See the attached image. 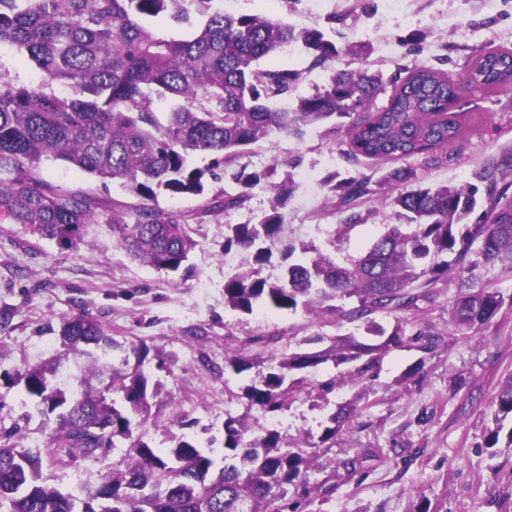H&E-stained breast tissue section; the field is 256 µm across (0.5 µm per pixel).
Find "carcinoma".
<instances>
[{
  "instance_id": "obj_1",
  "label": "carcinoma",
  "mask_w": 512,
  "mask_h": 512,
  "mask_svg": "<svg viewBox=\"0 0 512 512\" xmlns=\"http://www.w3.org/2000/svg\"><path fill=\"white\" fill-rule=\"evenodd\" d=\"M165 19L195 29L186 39H168L151 22ZM302 42L311 53L310 68L338 54L323 32H302L264 15L233 16L218 0H0V49L7 47L32 63L37 83L19 84L0 70V216L22 224L64 250L85 243L93 225L103 222L113 243L129 258L157 271L189 270L186 262L197 242L191 222L203 214L247 207L252 189L266 181L274 193L268 212L256 222L227 225L224 251L253 250L255 266L224 282V306L251 314L257 307L295 312L317 322L332 321L349 332L340 337L315 333L307 345L328 343L313 352H292L261 361L242 347L228 353L224 366L241 374L257 369L244 396L261 416L284 409L295 372L316 375L320 364L347 366L339 376L310 382L321 392L336 383H362L373 376L391 345L403 343L408 312H425L448 277L473 278L484 265L499 261L512 271V179L500 165L476 173L477 183L428 185L411 167L387 171L378 182L350 176L328 182L343 214L328 245L336 247L351 228L365 221L361 200L383 186L401 190L392 198L399 223L389 224L361 254L336 258L315 246L295 257L290 243L280 250L282 277L261 276L282 242L280 209L295 190L290 173L277 179L279 163L247 171L241 163L252 147L278 133H303L325 125L328 136L347 128L339 154L353 166L366 158L379 166L422 157L437 162L460 138L471 115L460 87L448 73L427 66L401 68L389 78L380 72L344 69L332 73L310 96L292 106L274 107L288 98L303 72L260 69L257 62ZM512 48L481 50L466 84L482 91L512 89ZM65 89L58 94L54 86ZM387 105L369 111L380 94ZM177 99L164 117L157 100ZM196 153L212 156L210 166L191 167ZM61 161L131 193L137 202L112 208L95 192L66 189L43 175L47 161ZM238 184L205 200L192 212L164 210L158 192L201 197L206 185L226 174ZM506 303L493 287L460 290L449 311L451 329H418L411 340L425 351L443 337L471 336L491 322ZM393 317L387 331L377 316ZM387 336L368 344L361 336ZM64 345L86 359L76 388L58 381V371L33 366L18 374L27 394L56 427L43 449L20 450L0 443V512H101L98 488L83 485L67 494L43 477V460L70 467L96 456L116 440L131 441L125 465L112 468L101 487H112L110 512H302L310 495L307 471L320 450L336 438L355 409L334 413L318 440L293 446L279 430L258 425L262 435L229 416L222 425L224 465L186 435L161 450L132 438L134 418H152L160 391L145 368L148 348H136L137 362L127 370L101 362L94 351L114 348L97 320L75 315L61 328ZM502 417L512 415V379L495 397Z\"/></svg>"
}]
</instances>
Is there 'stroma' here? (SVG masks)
<instances>
[{
	"label": "stroma",
	"instance_id": "obj_1",
	"mask_svg": "<svg viewBox=\"0 0 512 512\" xmlns=\"http://www.w3.org/2000/svg\"><path fill=\"white\" fill-rule=\"evenodd\" d=\"M225 12L264 14L296 29H319L341 54L325 67L310 69L302 44L292 52L261 60L264 68L299 70L303 81L294 96L313 93L337 69L365 68L389 76L399 68L438 66L453 79L470 68L480 50L512 48V0H405L410 20L392 25L381 0H223ZM374 25L370 34L356 31L358 21ZM479 106L446 160L421 168L428 183H465L485 164L512 157V92L479 93ZM344 130L326 137L321 126L302 135L279 134L261 144L272 161L301 158L314 169L315 185L296 188L283 208L289 241L326 248L339 223L336 198L326 182L335 171L379 180L383 171L370 161L347 168L338 158ZM43 175L70 189H90L106 204L131 202L115 184L101 185L87 174L56 161ZM390 188L367 199L365 223L356 225L336 246L337 256L357 253L393 223ZM272 193L253 191L250 207L203 216L194 225L197 245L189 256L191 274L167 273L130 261L107 232L88 236L78 250L58 248L54 241L31 234L24 226L0 221V435L20 430L21 448L40 445L55 425L54 415L40 413L16 376L24 366L50 359L65 372L78 373L79 360L59 335L64 319L85 314L102 323L112 337L114 359L132 357L147 346L153 378L164 388L152 408L157 426L134 428L154 446H171L173 437L188 435L200 446L220 437L227 416L257 417L243 396L251 372L224 370L227 351L261 335H274L258 345L262 357L290 353L314 332L338 336L342 327L315 323L304 312L257 310L244 314L224 306V282L252 263L249 250L224 251L230 224H241L269 211ZM164 369H157V361ZM413 379H406L410 368ZM512 376V311L501 312L476 334L441 344L431 352L417 346L391 348L365 384H344L320 394L299 385L282 410L280 430L290 442L304 444L307 434H320L331 413L343 405L357 408L343 423L331 448L309 470L311 486H331L332 494L316 495L304 512H512V447H487L494 427L493 399ZM127 441H118L107 458H89L67 468L44 467L53 483L74 488L77 482L98 486L112 463L122 459ZM363 455L353 474L338 470V460Z\"/></svg>",
	"mask_w": 512,
	"mask_h": 512
}]
</instances>
